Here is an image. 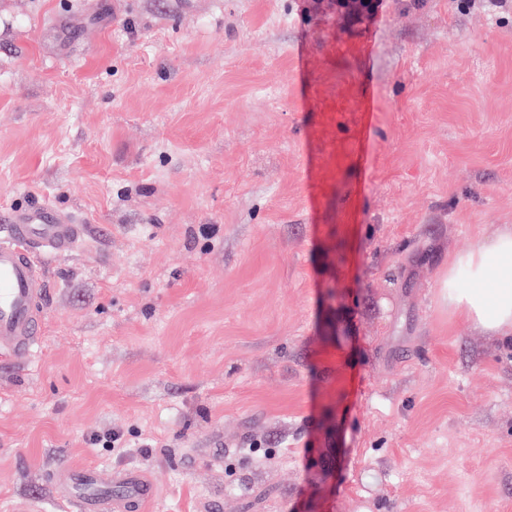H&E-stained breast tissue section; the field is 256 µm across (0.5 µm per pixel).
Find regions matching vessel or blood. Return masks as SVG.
<instances>
[{
  "label": "vessel or blood",
  "mask_w": 512,
  "mask_h": 512,
  "mask_svg": "<svg viewBox=\"0 0 512 512\" xmlns=\"http://www.w3.org/2000/svg\"><path fill=\"white\" fill-rule=\"evenodd\" d=\"M83 235V225L55 206L0 209V356L11 364L23 365L41 336L48 292L42 258L71 251ZM53 479L82 512H107L114 502L124 512H141L157 491L154 480L136 470L64 465Z\"/></svg>",
  "instance_id": "1"
}]
</instances>
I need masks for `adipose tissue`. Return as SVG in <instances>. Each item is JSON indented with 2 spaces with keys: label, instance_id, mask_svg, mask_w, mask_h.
<instances>
[{
  "label": "adipose tissue",
  "instance_id": "ef3b65f1",
  "mask_svg": "<svg viewBox=\"0 0 512 512\" xmlns=\"http://www.w3.org/2000/svg\"><path fill=\"white\" fill-rule=\"evenodd\" d=\"M468 287L458 285V270ZM448 307L474 328L512 336V228H502L448 263Z\"/></svg>",
  "mask_w": 512,
  "mask_h": 512
}]
</instances>
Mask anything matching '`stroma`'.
Returning a JSON list of instances; mask_svg holds the SVG:
<instances>
[{
    "label": "stroma",
    "instance_id": "1",
    "mask_svg": "<svg viewBox=\"0 0 512 512\" xmlns=\"http://www.w3.org/2000/svg\"><path fill=\"white\" fill-rule=\"evenodd\" d=\"M84 224L0 364V512H512V345L444 297L512 225V6L0 0V207ZM117 433L106 448L94 434ZM382 0H336L337 11L346 19L356 22L363 17H374L382 6ZM64 501L77 503L83 512L112 511V498L120 499L118 509L141 510L156 495L154 480L143 471L96 469L75 470L62 465L53 474Z\"/></svg>",
    "mask_w": 512,
    "mask_h": 512
}]
</instances>
